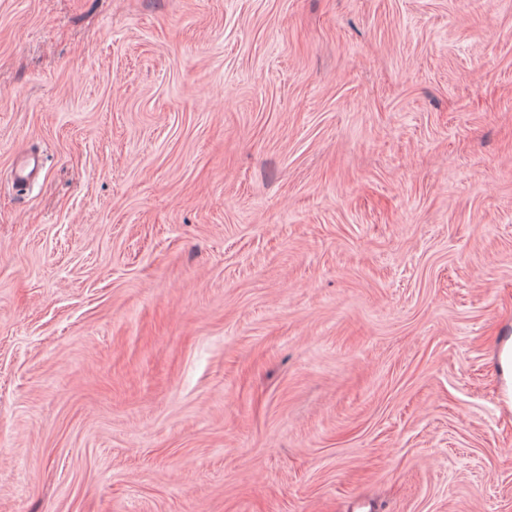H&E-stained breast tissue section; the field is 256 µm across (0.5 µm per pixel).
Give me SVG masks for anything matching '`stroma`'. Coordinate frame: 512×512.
<instances>
[{
    "instance_id": "obj_1",
    "label": "stroma",
    "mask_w": 512,
    "mask_h": 512,
    "mask_svg": "<svg viewBox=\"0 0 512 512\" xmlns=\"http://www.w3.org/2000/svg\"><path fill=\"white\" fill-rule=\"evenodd\" d=\"M511 337L512 0H0V512H512Z\"/></svg>"
}]
</instances>
